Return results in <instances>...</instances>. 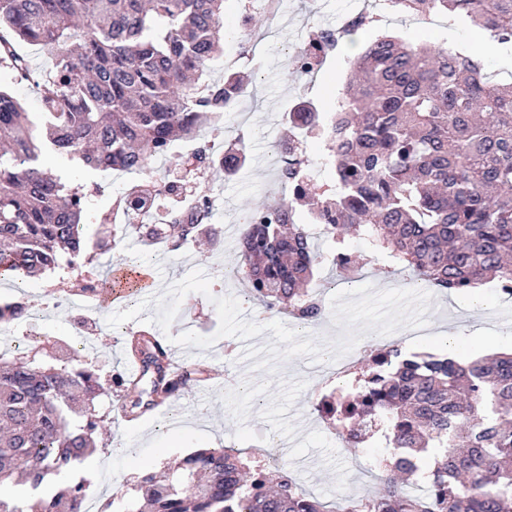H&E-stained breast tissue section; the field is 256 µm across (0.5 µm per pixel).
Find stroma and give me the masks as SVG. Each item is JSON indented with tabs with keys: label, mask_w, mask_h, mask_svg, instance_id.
<instances>
[{
	"label": "stroma",
	"mask_w": 512,
	"mask_h": 512,
	"mask_svg": "<svg viewBox=\"0 0 512 512\" xmlns=\"http://www.w3.org/2000/svg\"><path fill=\"white\" fill-rule=\"evenodd\" d=\"M320 2V9L315 10L310 0H284L280 36L268 40L252 61L238 69L247 84V95L241 102L244 117L225 120L224 140L231 143L237 136H244L250 162L232 181L225 180L223 172L211 174V190L218 202L211 221L224 228L223 248L216 251L200 241L171 252L165 245L150 243L134 234L124 241L128 256L136 258L138 268L153 271L154 293H163L169 284L195 269L209 277L211 295H186L171 326V335L192 331L213 336L219 320L212 297L230 293L241 299L247 292L246 285L238 280L232 281L229 289H221L214 268L219 264L230 267L239 260L236 241L242 210L288 196L287 187L280 183L270 163L274 142L283 130L287 100L304 97L322 112L337 108L350 74L347 50L328 57L313 77L284 71L291 48L312 30L336 27L341 21L339 10L348 0ZM447 28L448 18L444 15L427 21L392 16L366 31L362 39L368 42L387 34L439 44ZM42 164L52 172L64 174L72 185L82 187L88 196L89 211L95 216H110L115 199L124 192L113 171L95 173L79 160L52 151L44 152ZM349 246L354 252L368 255L370 261L351 281L342 280L331 265H320L316 276L325 288V297L364 285L386 290L404 288L413 282L410 272L392 273L389 255L373 253L366 239H350ZM21 290L25 291L31 310H43L45 321L39 325L20 323L12 341L23 345L32 336H40L42 358L51 360L58 353L60 340L77 332L72 320L74 310L63 304L52 306L53 291L43 279L25 282L20 288L0 280V304L12 301ZM482 293L485 308L481 311L474 310L466 297L444 302L430 300L426 314L428 333L416 341L415 351L439 353L451 336L459 339L457 355L461 358L472 360L512 349V344L502 340L498 326L500 320L512 321V299L504 297L493 281L485 283ZM126 340L125 331L114 329L93 336L92 349L79 351L71 364L78 367L94 363L103 378H112L125 368ZM273 340V333L268 330L250 341H237L229 349L220 340L207 349L171 345L174 358L185 364L208 365L213 378L205 384L189 386L180 397L168 401L160 413L127 421L118 414L126 392L102 398L96 431V457L101 472L88 489L89 499L99 504L120 499L131 494L143 471H163L190 452L224 445L255 448L264 456L279 455L301 490L324 501L377 494L388 476L383 464L388 454L384 437L374 436L363 446L352 448L326 429L316 405L323 394L336 388L337 382L325 362L303 356L276 362L271 373L253 369L243 357L245 347H262Z\"/></svg>",
	"instance_id": "stroma-1"
}]
</instances>
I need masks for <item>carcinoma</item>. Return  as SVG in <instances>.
<instances>
[{
  "label": "carcinoma",
  "mask_w": 512,
  "mask_h": 512,
  "mask_svg": "<svg viewBox=\"0 0 512 512\" xmlns=\"http://www.w3.org/2000/svg\"><path fill=\"white\" fill-rule=\"evenodd\" d=\"M397 13L445 15L512 47V0H398ZM224 0H0V65L34 84L47 112L39 130L18 99L0 89V273L24 282L70 268L92 289L106 287L90 269L84 228L89 212L79 186L40 164L47 150L79 158L92 170H144L182 137L197 139L224 116L226 102L245 92L237 74L202 80L224 38ZM352 20L340 43L368 27ZM36 45L52 69L34 72L18 45ZM311 131L320 112L301 105L288 123ZM324 146L331 183L301 182L295 162L282 184L327 226L336 243L331 263L349 279L362 268L340 233L363 235L396 265L438 291L460 294L493 277L512 292V82L493 80L482 58L455 49L380 35L352 61ZM181 187L156 179L115 204L122 215L160 207ZM173 224H114L97 249L112 253L117 229L132 228L171 252L206 238L218 250L221 231L209 209L187 203ZM240 260L230 269L249 282L253 307L300 321L323 313L314 271L323 262L297 209L283 202L246 209ZM138 379H102L95 365L0 355V486L24 480L21 498L0 495V512H86L81 479L53 492L62 474L97 451L96 403L112 386L131 385L137 417L178 397L190 376L170 370V353L146 330L129 332ZM355 393L332 392L321 414L345 430L352 447L387 429L388 477L377 495L344 498L335 510L301 492L282 467L251 466L226 448L185 456L171 475L145 472L122 512H512V353L461 363L406 351L396 344L354 376ZM434 458L422 495L404 483Z\"/></svg>",
  "instance_id": "cac0c4a2"
}]
</instances>
